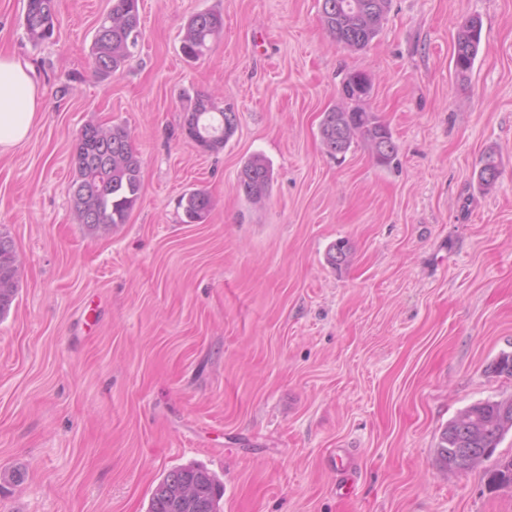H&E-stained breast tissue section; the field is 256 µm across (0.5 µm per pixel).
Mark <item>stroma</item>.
Segmentation results:
<instances>
[{"label":"stroma","mask_w":512,"mask_h":512,"mask_svg":"<svg viewBox=\"0 0 512 512\" xmlns=\"http://www.w3.org/2000/svg\"><path fill=\"white\" fill-rule=\"evenodd\" d=\"M109 0H58L51 39L30 43L26 0H0V53L32 63L43 112L0 155V233L16 299L0 319V512H147L160 479L199 464L223 512H512L493 457L441 470L435 444L467 406L512 395L493 371L512 353V0H389L364 49L336 45L322 0H139L142 40L95 75ZM224 32L184 59L183 27ZM480 17L474 66L452 53ZM399 146L329 156L323 112L351 72ZM239 117L223 148L182 130L187 96ZM88 123L124 125L142 195L100 236L77 224L72 144ZM495 151L501 175L477 180ZM274 171L253 203L237 175ZM207 190L204 222L181 196ZM347 239L349 266L329 246ZM223 31L224 22L220 13L201 11L194 14L184 27L181 53L189 61L201 58ZM272 179L269 163L261 156H253L239 172L237 191L252 202L260 201L268 195Z\"/></svg>","instance_id":"35a3bbf8"}]
</instances>
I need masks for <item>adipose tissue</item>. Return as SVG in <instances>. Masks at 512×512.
Masks as SVG:
<instances>
[{
	"mask_svg": "<svg viewBox=\"0 0 512 512\" xmlns=\"http://www.w3.org/2000/svg\"><path fill=\"white\" fill-rule=\"evenodd\" d=\"M42 91L31 66L0 53V153L26 141L41 115Z\"/></svg>",
	"mask_w": 512,
	"mask_h": 512,
	"instance_id": "ef3b65f1",
	"label": "adipose tissue"
}]
</instances>
